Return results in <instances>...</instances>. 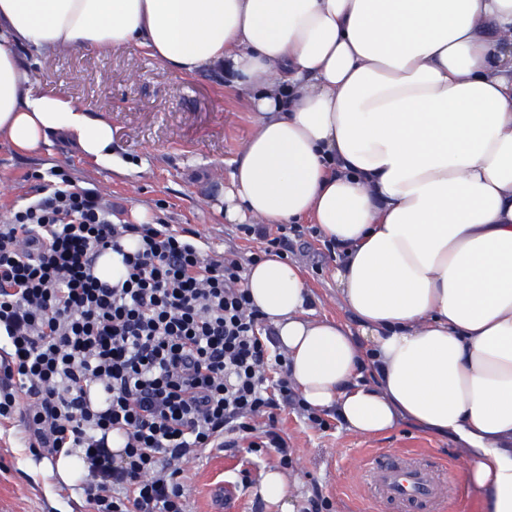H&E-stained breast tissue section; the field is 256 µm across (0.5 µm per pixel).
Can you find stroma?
<instances>
[{"label": "stroma", "instance_id": "obj_1", "mask_svg": "<svg viewBox=\"0 0 512 512\" xmlns=\"http://www.w3.org/2000/svg\"><path fill=\"white\" fill-rule=\"evenodd\" d=\"M38 90L96 110L112 124V151L123 171L85 158L69 140L54 135L42 150L24 152L0 140V221L31 196L38 178L59 169L83 188L105 195L118 221L134 211L148 220L198 231L218 251L234 252L251 264L261 238L225 223L212 206L224 196L244 141L255 129L245 91L223 70L176 74L144 47L108 52L72 48L39 59L33 67ZM288 258L299 262L319 297L318 315L342 316L332 270L337 257L316 225L288 231ZM327 428L312 425L302 409L279 414L278 427L291 452L287 471L296 481L297 512L323 505L332 512H428L424 507L386 506L369 493L363 469L390 451L431 460L445 482L444 512H479L463 480L465 460L454 443L406 424L382 437L350 433L334 416ZM27 448L21 419L0 420V512H88L81 484L66 487L40 467ZM275 452L245 448L212 450L188 465L187 512H275L256 493L263 472L278 465ZM223 496H216V488Z\"/></svg>", "mask_w": 512, "mask_h": 512}]
</instances>
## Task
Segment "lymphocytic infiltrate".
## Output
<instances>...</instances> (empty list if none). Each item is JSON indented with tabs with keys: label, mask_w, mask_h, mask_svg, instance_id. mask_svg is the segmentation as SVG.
<instances>
[{
	"label": "lymphocytic infiltrate",
	"mask_w": 512,
	"mask_h": 512,
	"mask_svg": "<svg viewBox=\"0 0 512 512\" xmlns=\"http://www.w3.org/2000/svg\"><path fill=\"white\" fill-rule=\"evenodd\" d=\"M106 250L123 256L115 283L94 274ZM244 281L234 253L161 221L113 223L111 205L50 171L0 223V419L21 418L40 454L82 461L90 512H186L185 467L209 448L287 460L254 425L292 390L266 375L271 341Z\"/></svg>",
	"instance_id": "f902f5d3"
}]
</instances>
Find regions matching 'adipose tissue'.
I'll return each mask as SVG.
<instances>
[{"label":"adipose tissue","instance_id":"1","mask_svg":"<svg viewBox=\"0 0 512 512\" xmlns=\"http://www.w3.org/2000/svg\"><path fill=\"white\" fill-rule=\"evenodd\" d=\"M24 44L143 46L250 90L225 221L344 251L347 322L277 254L245 275L289 385L360 436L448 437L482 512H512V0H0V139L108 166L111 124L37 92Z\"/></svg>","mask_w":512,"mask_h":512}]
</instances>
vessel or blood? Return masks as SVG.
I'll list each match as a JSON object with an SVG mask.
<instances>
[{
	"instance_id": "1",
	"label": "vessel or blood",
	"mask_w": 512,
	"mask_h": 512,
	"mask_svg": "<svg viewBox=\"0 0 512 512\" xmlns=\"http://www.w3.org/2000/svg\"><path fill=\"white\" fill-rule=\"evenodd\" d=\"M366 481L383 501L425 500L441 505L443 494L438 475L421 459L401 458L369 466Z\"/></svg>"
}]
</instances>
